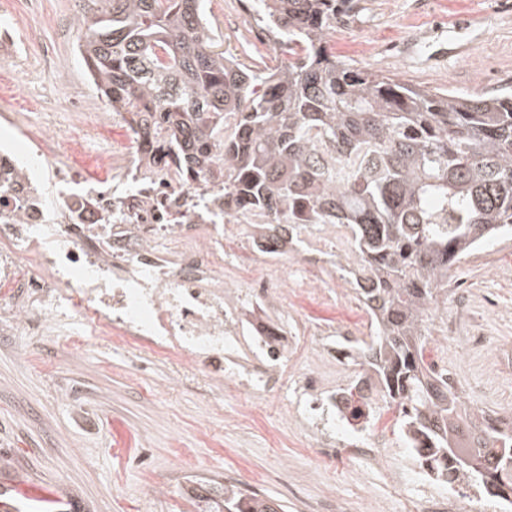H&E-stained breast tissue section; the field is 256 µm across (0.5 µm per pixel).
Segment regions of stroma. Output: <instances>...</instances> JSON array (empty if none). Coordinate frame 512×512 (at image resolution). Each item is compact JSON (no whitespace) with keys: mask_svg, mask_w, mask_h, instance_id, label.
Returning <instances> with one entry per match:
<instances>
[{"mask_svg":"<svg viewBox=\"0 0 512 512\" xmlns=\"http://www.w3.org/2000/svg\"><path fill=\"white\" fill-rule=\"evenodd\" d=\"M79 10L78 0H0V14L21 32L20 66L0 67V111L10 115L0 122V142H39L41 112L62 125L74 120L55 104L62 84L80 111L102 110L77 32L64 25ZM204 10L216 50L253 69L282 59L275 36L254 37L263 25L256 11H242L237 0H205ZM329 44L355 66L415 85L470 95L512 87V0H358ZM310 273L311 282L291 281L287 305L269 318L295 336L285 382L249 415L241 407L250 390L180 383L162 362L139 376L134 353L91 336L40 332L1 343L0 502L30 512L49 494L53 512H195L187 490L215 478L272 496L284 512H314L322 500L338 512H406L425 485L395 408L378 404L360 432L336 427L344 445L382 440L378 463L318 456L301 381L314 374L329 388L347 387L359 367L327 358L322 332L347 325L365 340L371 319L335 259ZM448 290L465 300L430 321L428 360L447 367L470 410L512 412V363L498 355L512 349V236L454 265ZM397 465L412 477L396 487L389 471Z\"/></svg>","mask_w":512,"mask_h":512,"instance_id":"1","label":"stroma"}]
</instances>
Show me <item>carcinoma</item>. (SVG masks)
<instances>
[{"label": "carcinoma", "mask_w": 512, "mask_h": 512, "mask_svg": "<svg viewBox=\"0 0 512 512\" xmlns=\"http://www.w3.org/2000/svg\"><path fill=\"white\" fill-rule=\"evenodd\" d=\"M287 55L242 68L213 50L202 0H93L75 21L87 76L107 105L193 178L224 183V209L266 212L263 238L350 227L336 261L374 337L341 399L373 388L401 411L420 464L512 503V425L463 408L425 366L429 310L448 270L512 232V90L465 95L406 83L336 56L328 35L357 0H254ZM198 512H278L277 500L213 480Z\"/></svg>", "instance_id": "cac0c4a2"}]
</instances>
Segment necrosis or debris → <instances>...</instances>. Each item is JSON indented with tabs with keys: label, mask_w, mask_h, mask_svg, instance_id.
Instances as JSON below:
<instances>
[{
	"label": "necrosis or debris",
	"mask_w": 512,
	"mask_h": 512,
	"mask_svg": "<svg viewBox=\"0 0 512 512\" xmlns=\"http://www.w3.org/2000/svg\"><path fill=\"white\" fill-rule=\"evenodd\" d=\"M111 124L123 126L125 142L105 136ZM136 130L129 113L107 108L64 129L45 123L31 157L38 180H0V322L28 333L66 319L72 335L121 342L178 376L274 395L288 340L255 312L288 285L287 244L259 243L267 215L225 211L223 185L185 175L161 142L140 145ZM56 147L95 151L103 177L87 179ZM245 224L260 272L234 285L224 278V241ZM243 339L261 360L240 362Z\"/></svg>",
	"instance_id": "necrosis-or-debris-1"
}]
</instances>
